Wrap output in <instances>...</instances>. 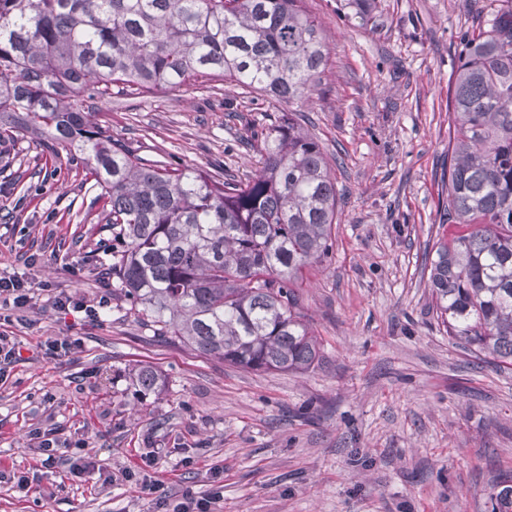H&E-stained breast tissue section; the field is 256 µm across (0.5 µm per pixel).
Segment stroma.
Returning a JSON list of instances; mask_svg holds the SVG:
<instances>
[{
	"label": "stroma",
	"mask_w": 512,
	"mask_h": 512,
	"mask_svg": "<svg viewBox=\"0 0 512 512\" xmlns=\"http://www.w3.org/2000/svg\"><path fill=\"white\" fill-rule=\"evenodd\" d=\"M495 0H375L359 26L340 0H306L331 54L306 102H273L228 79L153 91L122 84L99 105L113 138L150 160L239 179L256 171L251 135L290 113L321 141L339 191L333 250L296 281L321 340L304 373L253 372L155 335L113 296L92 318L112 233L80 161L30 135L0 157V273L49 283L5 326L22 360L0 380V512H164L223 483L215 512H491L512 472V370L478 367L449 344L425 254L439 230L448 84L463 34ZM37 255L33 268L24 260ZM72 336L68 356L47 340ZM158 390L132 385L141 366ZM85 441L105 485L42 467L30 430ZM28 479L18 487L16 476ZM159 481L150 496L143 479Z\"/></svg>",
	"instance_id": "stroma-1"
}]
</instances>
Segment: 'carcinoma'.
<instances>
[{
	"label": "carcinoma",
	"instance_id": "carcinoma-1",
	"mask_svg": "<svg viewBox=\"0 0 512 512\" xmlns=\"http://www.w3.org/2000/svg\"><path fill=\"white\" fill-rule=\"evenodd\" d=\"M374 0H344L371 20ZM329 48L305 0H0V134L39 135L82 159L109 204L112 292L161 336L250 371L304 372L317 336L293 288L328 259L338 191L324 148L291 117L254 134L246 182L147 160L93 121L113 84L146 91L229 78L304 100ZM448 178L429 265L448 340L512 368V0L461 38L448 86ZM142 367L140 390L157 388ZM491 495L512 512V474Z\"/></svg>",
	"mask_w": 512,
	"mask_h": 512
}]
</instances>
